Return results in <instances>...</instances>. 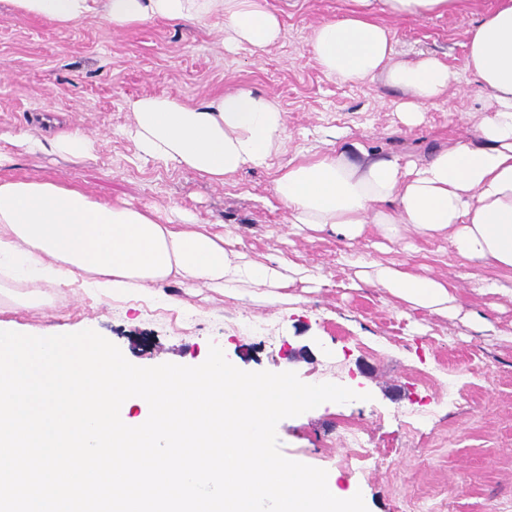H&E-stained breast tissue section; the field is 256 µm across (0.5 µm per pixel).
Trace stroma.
Here are the masks:
<instances>
[{
	"label": "stroma",
	"mask_w": 512,
	"mask_h": 512,
	"mask_svg": "<svg viewBox=\"0 0 512 512\" xmlns=\"http://www.w3.org/2000/svg\"><path fill=\"white\" fill-rule=\"evenodd\" d=\"M497 2L463 0L459 12L424 21L381 16L394 34L395 61L429 53L458 77L422 123L408 127L397 115L401 91L379 79L336 81L308 51L315 25L339 15L348 0H265L282 32L261 54L225 49L220 14L198 25L159 19L116 31L96 17L69 27L15 18L0 0V151L13 158L0 178L54 181L162 215L177 208L258 261L284 254L321 275L317 284H289L287 302L275 307L173 279L104 299L78 275L41 289L40 305L0 310V330L49 336L92 329L143 367L196 366L215 344L247 371L288 370L307 384L345 386L359 400L326 402L279 422L285 457L325 469L341 489H358L368 512H512V276L486 270L501 289L479 290L464 279L447 240L412 232L380 250L374 226L351 247L328 231L290 236L272 190L288 160L339 148L331 129L418 164L473 133L488 100L468 80L466 31ZM240 87L270 96L286 114L288 141L270 167L214 185L142 158L126 133L129 103L139 96L199 102ZM51 118L56 131L90 136L92 158L27 154L11 143ZM354 253L447 281L464 310L492 322L494 335L460 316L409 309L378 288L352 289ZM169 309L179 322L166 317ZM450 392L454 405H439ZM351 429L366 443V460L345 440Z\"/></svg>",
	"instance_id": "35a3bbf8"
}]
</instances>
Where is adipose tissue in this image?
Returning a JSON list of instances; mask_svg holds the SVG:
<instances>
[{
  "label": "adipose tissue",
  "mask_w": 512,
  "mask_h": 512,
  "mask_svg": "<svg viewBox=\"0 0 512 512\" xmlns=\"http://www.w3.org/2000/svg\"><path fill=\"white\" fill-rule=\"evenodd\" d=\"M13 13L66 27L99 15L115 29L157 19L185 23L222 12L226 47L262 53L281 35L277 14L262 0H10ZM343 14L321 21L308 48L322 70L339 81L383 80L402 91L399 117L416 126L425 109L446 94L456 75L428 55L394 62L395 42L378 15L427 19L451 14L461 0H351ZM467 70L488 93L487 115L468 137L405 166L354 141L336 153L294 158L282 166L273 192L293 232L331 231L354 245L368 225L398 241L404 230L448 238L468 279L486 268L512 272V0H498L466 32ZM128 131L142 157L188 170L220 185L247 168L267 167L284 148L287 118L271 99L248 88L188 104L172 95H146L129 104ZM27 151L90 158L92 140L74 130L51 139L24 130L14 135ZM352 288L372 286L412 310L449 317L461 308L448 282L415 275L400 262L358 257ZM85 275L104 297L179 279L190 288H248L250 301L281 304L294 280L318 282L314 268L281 257L255 261L229 250L223 235L176 214L113 205L52 181L0 179V303L36 305L38 285H68Z\"/></svg>",
  "instance_id": "ef3b65f1"
}]
</instances>
